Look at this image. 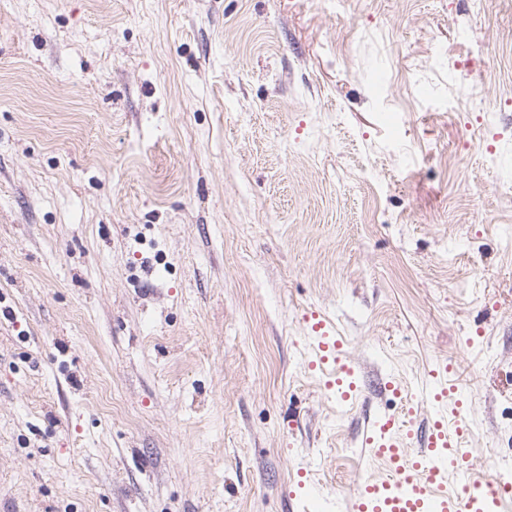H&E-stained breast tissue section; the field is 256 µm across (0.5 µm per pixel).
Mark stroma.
Segmentation results:
<instances>
[{"mask_svg":"<svg viewBox=\"0 0 512 512\" xmlns=\"http://www.w3.org/2000/svg\"><path fill=\"white\" fill-rule=\"evenodd\" d=\"M510 177L512 0H0V512H345L443 362L497 474ZM311 319V336H308L310 348L305 362L312 370L332 367L336 373L335 383L340 397L339 402L342 405H349L353 401L351 392L355 386L352 382L345 386L346 377L353 375V369L346 362L345 337L339 336L335 325L320 314H313Z\"/></svg>","mask_w":512,"mask_h":512,"instance_id":"obj_1","label":"stroma"}]
</instances>
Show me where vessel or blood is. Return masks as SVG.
<instances>
[{"mask_svg": "<svg viewBox=\"0 0 512 512\" xmlns=\"http://www.w3.org/2000/svg\"><path fill=\"white\" fill-rule=\"evenodd\" d=\"M305 361L313 370L332 368L341 404L352 403L346 340L318 314L312 317ZM420 400L435 408V419L425 430L387 412L371 421L362 447L383 460L385 473L360 484L351 512H506L512 484L488 480L476 465L475 450L467 443L469 409L451 366L433 371Z\"/></svg>", "mask_w": 512, "mask_h": 512, "instance_id": "1", "label": "vessel or blood"}]
</instances>
